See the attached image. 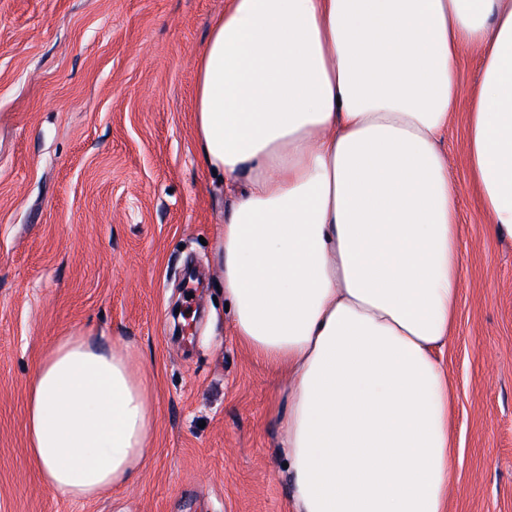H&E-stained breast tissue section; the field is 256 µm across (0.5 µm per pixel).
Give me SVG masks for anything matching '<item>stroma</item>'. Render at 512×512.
Segmentation results:
<instances>
[{
	"mask_svg": "<svg viewBox=\"0 0 512 512\" xmlns=\"http://www.w3.org/2000/svg\"><path fill=\"white\" fill-rule=\"evenodd\" d=\"M224 0H0V512H293L279 379L234 333L218 244L234 190L198 159L195 60ZM460 109L442 148L458 188L461 292L444 360L447 512H512V240L490 234ZM205 286L189 291L187 263ZM70 332L122 339L156 396L135 480L76 502L24 432L28 381Z\"/></svg>",
	"mask_w": 512,
	"mask_h": 512,
	"instance_id": "stroma-1",
	"label": "stroma"
}]
</instances>
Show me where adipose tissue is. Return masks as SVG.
<instances>
[{
  "label": "adipose tissue",
  "instance_id": "1",
  "mask_svg": "<svg viewBox=\"0 0 512 512\" xmlns=\"http://www.w3.org/2000/svg\"><path fill=\"white\" fill-rule=\"evenodd\" d=\"M479 59L466 152L489 231L512 238V0H225L196 57L200 160L242 183L218 249L250 354L288 374L294 512H446L460 295L440 144L462 50ZM134 348L60 337L28 384L27 453L74 500L150 458Z\"/></svg>",
  "mask_w": 512,
  "mask_h": 512
}]
</instances>
